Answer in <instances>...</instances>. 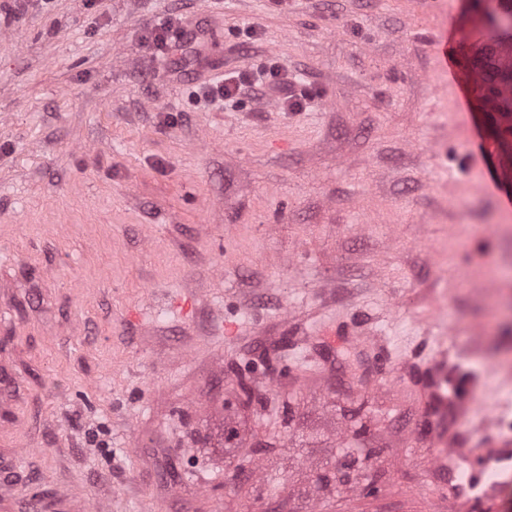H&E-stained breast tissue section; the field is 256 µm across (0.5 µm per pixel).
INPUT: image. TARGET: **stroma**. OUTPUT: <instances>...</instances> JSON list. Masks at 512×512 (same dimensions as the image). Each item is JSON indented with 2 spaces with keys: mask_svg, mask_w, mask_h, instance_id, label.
Masks as SVG:
<instances>
[{
  "mask_svg": "<svg viewBox=\"0 0 512 512\" xmlns=\"http://www.w3.org/2000/svg\"><path fill=\"white\" fill-rule=\"evenodd\" d=\"M180 17L187 52L149 39ZM478 0H0L6 495L104 512H428L417 376L453 346L512 416V117L460 108L428 37ZM269 59L317 91L198 101ZM360 322L392 355L322 344ZM253 366L275 413L238 405ZM362 428L359 484L318 493ZM235 429L236 446L224 443ZM277 449L263 453L267 442ZM256 449L253 464L239 451Z\"/></svg>",
  "mask_w": 512,
  "mask_h": 512,
  "instance_id": "1",
  "label": "stroma"
}]
</instances>
